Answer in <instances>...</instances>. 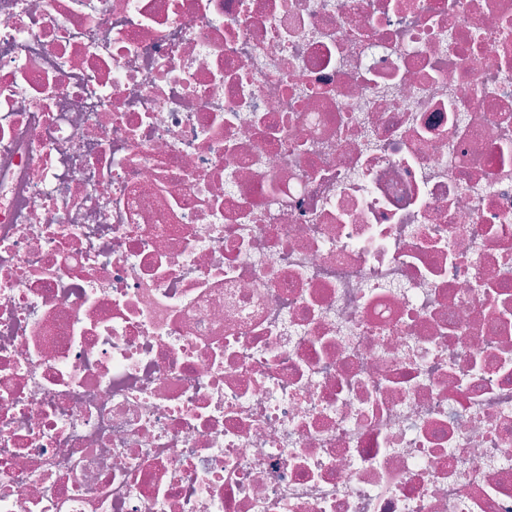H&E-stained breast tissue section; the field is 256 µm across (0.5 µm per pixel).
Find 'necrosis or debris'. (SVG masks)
<instances>
[{"instance_id": "necrosis-or-debris-1", "label": "necrosis or debris", "mask_w": 512, "mask_h": 512, "mask_svg": "<svg viewBox=\"0 0 512 512\" xmlns=\"http://www.w3.org/2000/svg\"><path fill=\"white\" fill-rule=\"evenodd\" d=\"M0 512H512V0H0Z\"/></svg>"}]
</instances>
